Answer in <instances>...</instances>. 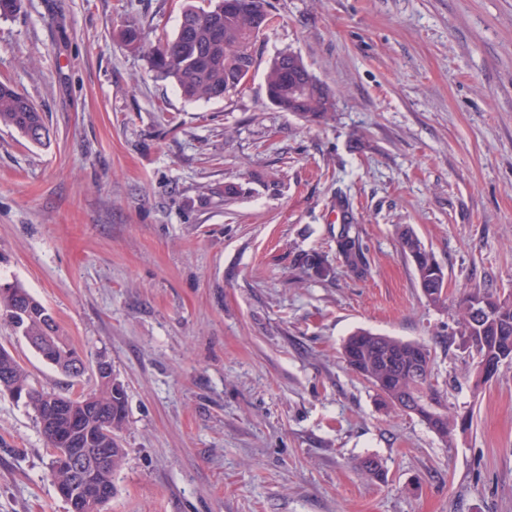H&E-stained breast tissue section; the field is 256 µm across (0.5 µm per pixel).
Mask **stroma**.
I'll return each instance as SVG.
<instances>
[{
	"label": "stroma",
	"instance_id": "stroma-1",
	"mask_svg": "<svg viewBox=\"0 0 512 512\" xmlns=\"http://www.w3.org/2000/svg\"><path fill=\"white\" fill-rule=\"evenodd\" d=\"M185 0H22L0 18V80L49 138L0 127V281L54 316L72 382L0 330L32 381L127 393L107 512H512V363L482 389L460 346L463 291L512 294V0H270L250 82L189 101L121 38L174 34ZM297 53L334 107L281 111L264 73ZM238 194L225 200L224 188ZM369 273L334 256L340 214ZM444 267L428 303L398 228ZM365 329L427 344L442 442L349 369ZM379 458L371 477L359 460ZM33 411L0 393V512H69ZM299 263L303 268L312 271L318 277H335L334 267L328 262L327 258L320 253H303L299 257Z\"/></svg>",
	"mask_w": 512,
	"mask_h": 512
}]
</instances>
